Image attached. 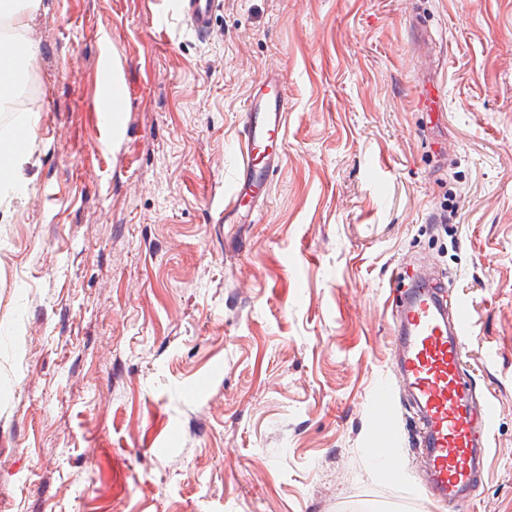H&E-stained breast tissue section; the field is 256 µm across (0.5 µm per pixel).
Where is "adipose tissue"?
I'll list each match as a JSON object with an SVG mask.
<instances>
[{
    "mask_svg": "<svg viewBox=\"0 0 512 512\" xmlns=\"http://www.w3.org/2000/svg\"><path fill=\"white\" fill-rule=\"evenodd\" d=\"M43 0H0V17H9L14 34L0 32V72L12 71L29 79V68L18 65L16 57L25 54L33 59L39 53V44L29 32L27 16L43 10ZM30 121L18 122L12 129L0 133V197L22 196L26 189L24 168L29 157L23 142L31 136Z\"/></svg>",
    "mask_w": 512,
    "mask_h": 512,
    "instance_id": "1",
    "label": "adipose tissue"
}]
</instances>
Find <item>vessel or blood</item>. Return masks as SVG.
<instances>
[{
  "label": "vessel or blood",
  "mask_w": 512,
  "mask_h": 512,
  "mask_svg": "<svg viewBox=\"0 0 512 512\" xmlns=\"http://www.w3.org/2000/svg\"><path fill=\"white\" fill-rule=\"evenodd\" d=\"M222 0H179L189 27L200 36L211 29ZM288 94L277 76L259 81L246 106L240 138L242 161L233 184L232 202L220 222L234 217L245 199L255 198L279 169L275 149L283 141ZM438 282L418 271L396 308L393 327L400 374L410 387L426 429V466L432 499L445 504L464 495L474 472L484 466L490 406H478L466 377L463 340L470 334L471 313L464 300L447 308Z\"/></svg>",
  "instance_id": "1"
}]
</instances>
